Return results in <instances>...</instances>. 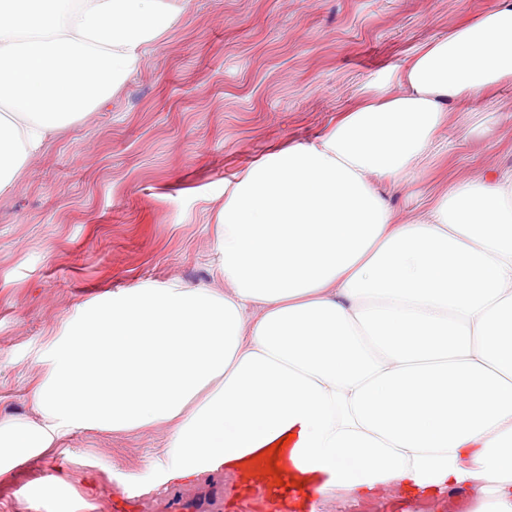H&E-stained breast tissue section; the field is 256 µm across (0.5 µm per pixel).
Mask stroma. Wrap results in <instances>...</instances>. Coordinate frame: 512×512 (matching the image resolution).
Listing matches in <instances>:
<instances>
[{"instance_id":"stroma-1","label":"stroma","mask_w":512,"mask_h":512,"mask_svg":"<svg viewBox=\"0 0 512 512\" xmlns=\"http://www.w3.org/2000/svg\"><path fill=\"white\" fill-rule=\"evenodd\" d=\"M499 0H158L170 26L101 108L49 137L0 193V422L34 419L30 393L45 346L80 306L106 293L178 281L218 287L211 273L224 185L268 153L309 144L361 97L394 89L416 48ZM422 176L391 193L421 204L491 168L512 173V83L451 112ZM168 428L84 431L68 443L74 487L98 501L149 482ZM58 462L36 457L10 479L42 487L55 512ZM465 494L369 501L339 494L316 512H451Z\"/></svg>"}]
</instances>
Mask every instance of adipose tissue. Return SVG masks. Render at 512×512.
<instances>
[{
  "label": "adipose tissue",
  "instance_id": "adipose-tissue-1",
  "mask_svg": "<svg viewBox=\"0 0 512 512\" xmlns=\"http://www.w3.org/2000/svg\"><path fill=\"white\" fill-rule=\"evenodd\" d=\"M0 0V191L106 102L169 23L155 0ZM399 88L224 190L220 293L113 292L47 348L33 421L0 447L54 454L85 430L169 427L158 484L217 469L264 478L285 442L299 509L469 489L512 512V179L450 185L403 220L385 186L420 173L462 102L512 81V0L418 49Z\"/></svg>",
  "mask_w": 512,
  "mask_h": 512
}]
</instances>
